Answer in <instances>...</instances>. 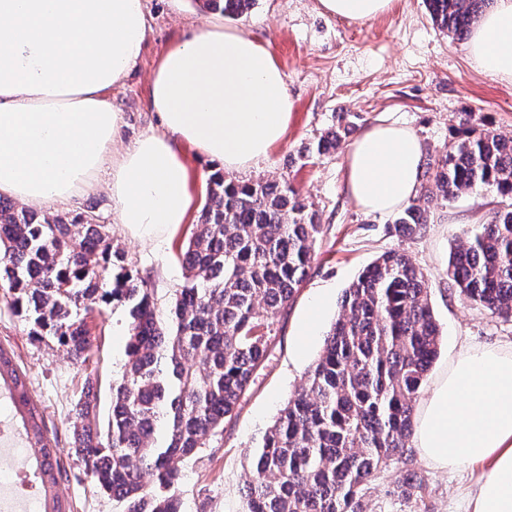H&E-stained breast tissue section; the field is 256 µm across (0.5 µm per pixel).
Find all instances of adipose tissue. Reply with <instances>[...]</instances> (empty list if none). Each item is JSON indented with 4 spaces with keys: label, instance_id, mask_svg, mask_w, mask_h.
I'll list each match as a JSON object with an SVG mask.
<instances>
[{
    "label": "adipose tissue",
    "instance_id": "ef3b65f1",
    "mask_svg": "<svg viewBox=\"0 0 512 512\" xmlns=\"http://www.w3.org/2000/svg\"><path fill=\"white\" fill-rule=\"evenodd\" d=\"M147 35L145 0H0V195L41 211L103 185L117 222L147 242L187 215L179 144L240 172L283 139L291 102L273 56L249 34L207 24L151 77L161 132L116 148L123 112L108 93ZM468 55L482 73L512 80V0H493ZM422 153L406 126L367 127L346 153L347 195L393 212L416 193ZM412 448L435 470L487 466L471 512H512V344L459 349L419 402Z\"/></svg>",
    "mask_w": 512,
    "mask_h": 512
}]
</instances>
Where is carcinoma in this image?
<instances>
[{
    "mask_svg": "<svg viewBox=\"0 0 512 512\" xmlns=\"http://www.w3.org/2000/svg\"><path fill=\"white\" fill-rule=\"evenodd\" d=\"M229 18L255 0H202ZM433 21L463 40L489 0H426ZM354 117L332 123L301 158L336 152ZM493 188L501 207L448 256V287L512 320V137L463 130L421 166L417 198L394 221L414 239L428 207ZM327 233L288 175L251 181L215 171L183 253L185 282L162 306L151 281L128 267L112 230L91 211L38 214L0 196V288L9 307L84 363L95 336L92 304L128 305L127 361L112 385L106 428L96 394L74 407L73 449L123 512H181L175 485L185 460L223 436L272 356L277 315L292 307ZM116 269L106 280L109 268ZM440 326L430 286L406 254L390 250L345 290L342 313L304 386L280 411L253 452L245 512H367L373 485L393 465L403 479L385 495L422 498L424 479L409 467L419 390L439 354ZM39 449L31 478L42 512H66L57 494L60 465L26 375L0 347V390Z\"/></svg>",
    "mask_w": 512,
    "mask_h": 512,
    "instance_id": "1",
    "label": "carcinoma"
}]
</instances>
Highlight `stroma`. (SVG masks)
<instances>
[{"label": "stroma", "instance_id": "1", "mask_svg": "<svg viewBox=\"0 0 512 512\" xmlns=\"http://www.w3.org/2000/svg\"><path fill=\"white\" fill-rule=\"evenodd\" d=\"M149 34L139 60L112 100L124 113L118 136L126 145L158 130L148 107L150 76L164 53L190 26L220 23L250 34L267 46L285 76L291 107L288 130L268 156L242 172L245 180L287 174L312 203L330 232L316 248V260L292 309L278 322L272 360L238 418L226 426L219 447L205 448L185 462L176 489L182 512H242L241 490L250 473V454L273 425L288 397L305 382L309 367L322 352L324 338L340 313L345 288L381 253L398 250L420 267L431 287V304L441 326L440 350L433 364L441 370L460 344L512 342V321L471 305L448 289V254L465 232L489 219L500 199L478 189L432 208L427 231L404 239L393 231L394 214L361 209L345 191V150L298 163L305 145L315 141L333 113L359 114V127L387 120L415 131L425 154H441L459 126L492 129L512 137V82L476 70L467 43L433 23L425 0H392L382 15L360 23L324 13L319 0H255L252 10L232 19L202 9L199 0H146ZM190 206L184 224L160 240L143 244L112 221V198L103 190L79 198L69 213L93 208L100 223L111 225L115 242L141 275L149 277L158 297L171 302L185 282L181 253L206 202L212 168L191 149L185 150ZM318 301L308 345L297 351L299 327L311 301ZM88 323L98 336L86 362L72 361L49 336L12 311L0 296V346L26 374L41 406L48 435L58 449L62 469L58 490L71 512H121L120 503L104 493L90 472L70 453L72 408L97 381V413L106 419L112 381L126 361L128 308L113 301L97 303ZM424 477L420 503H399L384 494L399 468L386 471L370 498L372 512H467L474 488L472 472H441L412 459Z\"/></svg>", "mask_w": 512, "mask_h": 512}]
</instances>
